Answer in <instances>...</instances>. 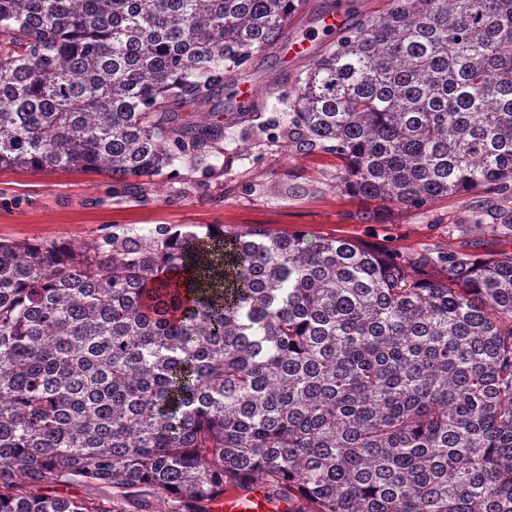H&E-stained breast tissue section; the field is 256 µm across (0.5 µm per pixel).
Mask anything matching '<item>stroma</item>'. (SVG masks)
<instances>
[{
	"instance_id": "1",
	"label": "stroma",
	"mask_w": 512,
	"mask_h": 512,
	"mask_svg": "<svg viewBox=\"0 0 512 512\" xmlns=\"http://www.w3.org/2000/svg\"><path fill=\"white\" fill-rule=\"evenodd\" d=\"M330 0H307L288 28L290 42L304 44L306 55L259 53L250 66L262 75L255 99L265 116L277 118L275 98L265 86L296 85L312 56L332 39L321 17ZM276 129L259 134L242 118L224 126V146L235 158L223 176L180 168L158 177L146 198L112 191L105 174L61 168L0 170V238L31 242L93 244L108 236L145 234L167 226L205 233L208 227L249 230L258 226L300 232L308 238L345 237L382 253H405L435 245L456 250L460 236L448 227L470 211L503 205L502 197L472 192L436 199L419 210L396 207L365 220L362 204L336 186V159L320 151L287 153Z\"/></svg>"
}]
</instances>
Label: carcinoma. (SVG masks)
Returning <instances> with one entry per match:
<instances>
[{
  "label": "carcinoma",
  "mask_w": 512,
  "mask_h": 512,
  "mask_svg": "<svg viewBox=\"0 0 512 512\" xmlns=\"http://www.w3.org/2000/svg\"><path fill=\"white\" fill-rule=\"evenodd\" d=\"M306 0H0V169L141 196L224 156L183 112L262 78ZM278 139L406 210L512 193V0H389L279 92ZM223 111L261 118L228 96ZM462 249L383 254L268 228L95 245L0 239V512H512V210ZM109 490L79 499L60 483ZM210 508L218 512H286L288 504L269 498L265 489L255 486L247 492L229 488Z\"/></svg>",
  "instance_id": "1"
}]
</instances>
